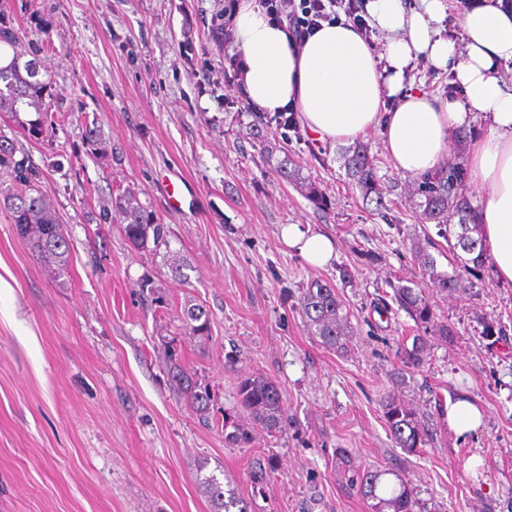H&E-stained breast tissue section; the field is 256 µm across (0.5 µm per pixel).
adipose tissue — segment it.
Masks as SVG:
<instances>
[{
  "label": "adipose tissue",
  "instance_id": "ef3b65f1",
  "mask_svg": "<svg viewBox=\"0 0 512 512\" xmlns=\"http://www.w3.org/2000/svg\"><path fill=\"white\" fill-rule=\"evenodd\" d=\"M447 0H368L370 23L384 35L374 49L352 24H323L303 44L289 41L258 0H238L233 45L252 106L270 115L293 109L321 141L354 140L382 130L394 169L418 175L436 169L451 143L475 118L487 126L470 146L469 177L484 191L479 222L495 279L512 283V87L501 78L512 64V8L503 0H473L461 14L460 40L441 32ZM448 71L464 96L442 100L405 81L418 59ZM285 245L311 266L336 256L328 236L298 224L281 229Z\"/></svg>",
  "mask_w": 512,
  "mask_h": 512
}]
</instances>
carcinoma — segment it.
<instances>
[{
    "mask_svg": "<svg viewBox=\"0 0 512 512\" xmlns=\"http://www.w3.org/2000/svg\"><path fill=\"white\" fill-rule=\"evenodd\" d=\"M21 35V29L15 27L0 8V112L15 114L35 104L38 111L48 113L52 111V104L47 101L51 96L52 76L40 74L33 60L21 61V55L16 51ZM342 159L347 178L358 188L363 200L383 207L384 187L367 148L360 143L349 146L342 151ZM277 171L282 178L301 184L312 202L318 205L325 202L322 191L305 181L300 168L291 160L279 163ZM0 173L11 182V191L0 199L11 213L18 234L27 241L38 259L57 273H63L67 268L69 243L64 225L60 224L59 217L40 190L41 172L31 164L27 154L19 153L14 140L1 133ZM467 178V169L458 162L423 173L414 184L412 205L419 211L421 219L436 225L438 236L449 242L452 250L469 255L463 267L468 274L477 277L485 264L484 246L477 207L467 193ZM112 208L122 214V231L133 247L140 249L150 242L156 246L165 242V225L130 193L112 198ZM417 254L432 287L443 291L466 288L462 278L436 272L435 260L425 250L421 249ZM392 301L425 329L445 338L453 335L452 328L436 321L424 290L398 285L393 288ZM299 304L312 335L329 347L343 348L347 314L336 288L325 281L313 280L303 290ZM186 317L194 322L193 334H208L209 321L205 311L192 308L186 312ZM170 369L187 399L198 409H206L207 390L197 386L177 363H172ZM238 396L253 424L270 432L281 428L282 395L275 381L263 376L248 377L240 382ZM381 407L390 434L399 447L413 452L425 444L427 430L413 409L389 394L381 399ZM224 429L228 430L226 438L234 443L252 440L248 429L232 415H224ZM384 475L383 471L356 475L360 493L372 501V512H414L418 501L411 482L398 475L397 483L385 487L382 485ZM201 487L211 499L215 512H247L234 489L224 488L216 476L202 478Z\"/></svg>",
    "mask_w": 512,
    "mask_h": 512,
    "instance_id": "cac0c4a2",
    "label": "carcinoma"
}]
</instances>
